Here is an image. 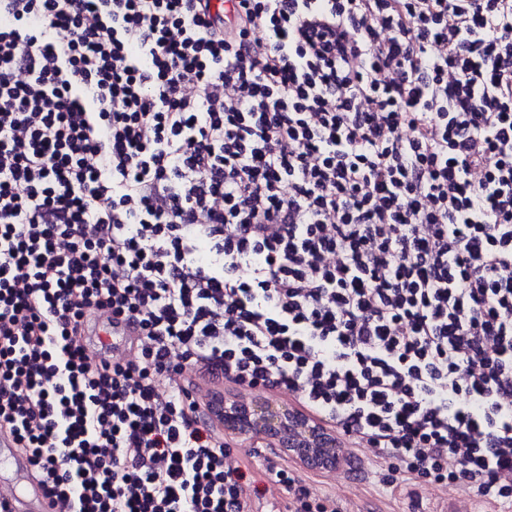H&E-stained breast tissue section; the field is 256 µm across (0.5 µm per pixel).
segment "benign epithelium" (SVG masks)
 Instances as JSON below:
<instances>
[{"instance_id":"1","label":"benign epithelium","mask_w":512,"mask_h":512,"mask_svg":"<svg viewBox=\"0 0 512 512\" xmlns=\"http://www.w3.org/2000/svg\"><path fill=\"white\" fill-rule=\"evenodd\" d=\"M209 413L224 424V430L252 433L259 438L278 439L281 449H294L317 462L342 459L336 436L287 408H278L262 398L247 406L229 405L218 395L209 404Z\"/></svg>"}]
</instances>
